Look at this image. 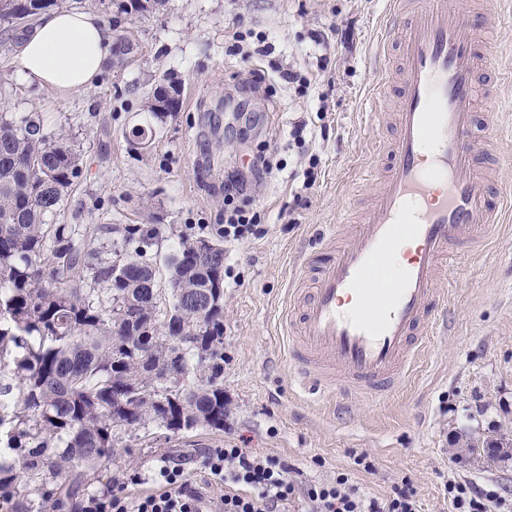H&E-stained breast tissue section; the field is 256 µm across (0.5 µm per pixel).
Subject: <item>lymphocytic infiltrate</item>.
<instances>
[{
    "mask_svg": "<svg viewBox=\"0 0 512 512\" xmlns=\"http://www.w3.org/2000/svg\"><path fill=\"white\" fill-rule=\"evenodd\" d=\"M246 180L233 170L224 176V238L244 239L253 224L234 200L243 195ZM214 483L223 485L220 500H213L207 489L194 484L183 465L161 459L154 468L155 490L139 495L128 493L124 481H114L111 491L89 496L85 512H287L297 492H304L311 512H419L414 494L394 488L385 499L360 495L348 474L341 473L332 484L299 486L286 461L257 456L239 448L232 440L207 452ZM448 498L454 512H489L490 507H505L507 499L497 491L473 482L448 483Z\"/></svg>",
    "mask_w": 512,
    "mask_h": 512,
    "instance_id": "f902f5d3",
    "label": "lymphocytic infiltrate"
}]
</instances>
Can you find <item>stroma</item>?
Wrapping results in <instances>:
<instances>
[{
  "label": "stroma",
  "mask_w": 512,
  "mask_h": 512,
  "mask_svg": "<svg viewBox=\"0 0 512 512\" xmlns=\"http://www.w3.org/2000/svg\"><path fill=\"white\" fill-rule=\"evenodd\" d=\"M388 2L166 0L159 12L123 16L117 33L136 47L127 66L106 67L91 89L70 94L28 83L15 61L20 33L0 26V113H38L48 135L71 133L82 149V174L56 223L156 224L165 253L178 236L223 223L225 171L260 153L273 161L272 175L237 200L263 235L224 245L225 430L116 448L100 487L148 476L163 458L186 462L193 480L211 486L205 451L230 439L287 461L302 483L347 472L379 499L409 486L419 512H451L452 477L512 497V457L489 467L454 441L462 431L512 432V223L497 225L481 254L449 265L451 328L431 338L394 395L313 397L290 379L278 329L290 278L328 226L346 236L358 229L368 203L355 193L360 168L371 141L392 137L366 104ZM256 68L269 81L254 94L244 83ZM291 70L309 86L288 83ZM159 84L178 86L181 99L161 122L144 110ZM301 122L300 143L291 130ZM138 124L155 130L142 152L127 143Z\"/></svg>",
  "instance_id": "stroma-1"
}]
</instances>
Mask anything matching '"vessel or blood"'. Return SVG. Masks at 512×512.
<instances>
[{
    "instance_id": "1",
    "label": "vessel or blood",
    "mask_w": 512,
    "mask_h": 512,
    "mask_svg": "<svg viewBox=\"0 0 512 512\" xmlns=\"http://www.w3.org/2000/svg\"><path fill=\"white\" fill-rule=\"evenodd\" d=\"M512 0H390L396 37L383 47L371 97L380 179L358 232L322 234L289 288L280 321L295 383L308 394L384 400L413 371L427 337L448 324L440 273L477 254L512 197L493 192L482 167L512 128L478 109L506 79L501 44L487 35Z\"/></svg>"
}]
</instances>
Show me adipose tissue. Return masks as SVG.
I'll return each instance as SVG.
<instances>
[{
	"label": "adipose tissue",
	"instance_id": "ef3b65f1",
	"mask_svg": "<svg viewBox=\"0 0 512 512\" xmlns=\"http://www.w3.org/2000/svg\"><path fill=\"white\" fill-rule=\"evenodd\" d=\"M112 59V35L92 11L44 14L22 40L18 66L31 83L61 93L91 88Z\"/></svg>",
	"mask_w": 512,
	"mask_h": 512
}]
</instances>
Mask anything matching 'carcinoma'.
I'll use <instances>...</instances> for the list:
<instances>
[{"mask_svg":"<svg viewBox=\"0 0 512 512\" xmlns=\"http://www.w3.org/2000/svg\"><path fill=\"white\" fill-rule=\"evenodd\" d=\"M33 19L59 0H12ZM165 0H119L146 13ZM179 90L159 121L178 111ZM82 173L73 137L33 113L0 115V509L78 506L114 448L224 431V235L55 224ZM490 463L505 434L480 437Z\"/></svg>","mask_w":512,"mask_h":512,"instance_id":"obj_1","label":"carcinoma"}]
</instances>
